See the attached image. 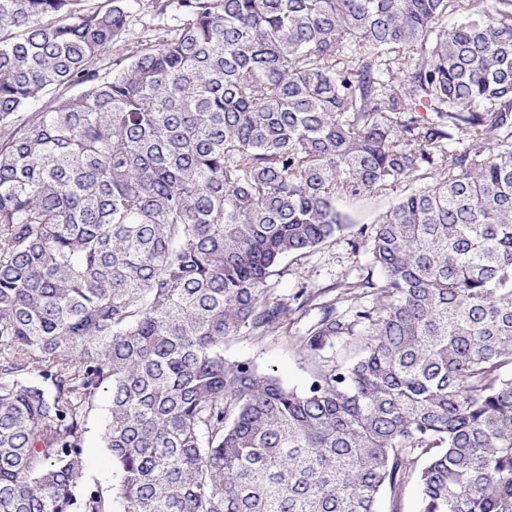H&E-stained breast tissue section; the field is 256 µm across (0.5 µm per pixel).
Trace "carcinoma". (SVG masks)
I'll use <instances>...</instances> for the list:
<instances>
[{"instance_id":"obj_1","label":"carcinoma","mask_w":512,"mask_h":512,"mask_svg":"<svg viewBox=\"0 0 512 512\" xmlns=\"http://www.w3.org/2000/svg\"><path fill=\"white\" fill-rule=\"evenodd\" d=\"M135 2L0 0V512H512V0ZM398 183L369 304L275 294ZM315 312L304 317L299 323L290 325L286 332H272L263 335L247 334L224 344V358L230 362L250 360L262 372H272L290 389L304 392L308 389L316 371L301 349L299 333L315 318ZM108 399L102 397L98 401L97 410L89 421V432L84 438V470L83 478L99 481L104 487L112 489L116 485L118 477H112V459L101 438L102 429L107 416ZM419 510V490L415 478L406 483L397 499L385 496L379 508V512H420Z\"/></svg>"}]
</instances>
